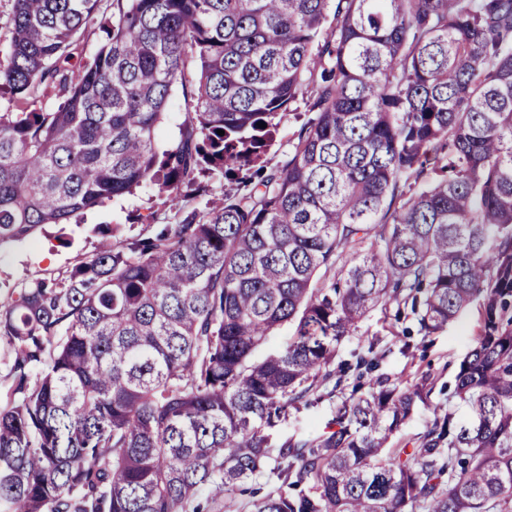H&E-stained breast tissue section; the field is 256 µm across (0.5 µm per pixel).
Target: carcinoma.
Listing matches in <instances>:
<instances>
[{"mask_svg": "<svg viewBox=\"0 0 512 512\" xmlns=\"http://www.w3.org/2000/svg\"><path fill=\"white\" fill-rule=\"evenodd\" d=\"M97 2L15 0L0 87L56 80L63 101L0 115V245L146 184L176 200L208 170L237 187L151 237L105 232L63 281L0 301V512H201L203 487L263 469L266 430L390 301L425 336L479 302L454 391L469 422L398 448L433 381L380 379L337 430L279 446L282 487L255 512H512V0H115L74 82ZM178 85L190 112L160 153ZM115 4L113 0H100L94 22L78 37L73 50V59L70 64H66L69 75L74 80L80 75L82 63L91 58L107 42V32L112 27L113 13L116 12ZM295 108L296 110L290 112L291 114L282 120L278 127L275 141L266 156L269 167H278L288 158L290 141H292L294 133L299 129L304 118L303 114H299L300 112L303 113L305 110L304 101L299 99L297 103L292 106V109ZM294 113H297V115ZM299 115L300 117H298Z\"/></svg>", "mask_w": 512, "mask_h": 512, "instance_id": "obj_1", "label": "carcinoma"}]
</instances>
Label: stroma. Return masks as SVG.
I'll list each match as a JSON object with an SVG mask.
<instances>
[{
    "mask_svg": "<svg viewBox=\"0 0 512 512\" xmlns=\"http://www.w3.org/2000/svg\"><path fill=\"white\" fill-rule=\"evenodd\" d=\"M115 11L113 0H99L94 22L82 31L74 47L68 66L71 77H78L83 62L106 43ZM61 100L62 92L52 82L41 83L25 95L4 89L0 91V114L50 112ZM201 182L208 185V194L197 197L186 188L175 204L158 186H143L81 213L65 229L45 226L22 240L0 246V298L31 281L61 282L68 271L95 252L103 229H116L113 242L117 245L129 238H145L159 225L204 208L208 199L222 196L229 187L224 177L215 174L202 177ZM480 329L481 312L476 306L443 331L427 337L418 333L410 315L400 314L397 303L370 312L355 335L342 338L336 345L334 365L341 372L340 381L317 383L306 402L289 408L287 418L273 433L274 441L308 439L334 431L336 407L352 390L367 393L369 381L376 378L406 386L424 372L433 377V389L427 402L416 408L396 434V442H416L435 418L445 414L465 419L467 411L452 392L458 363L472 348Z\"/></svg>",
    "mask_w": 512,
    "mask_h": 512,
    "instance_id": "1",
    "label": "stroma"
}]
</instances>
